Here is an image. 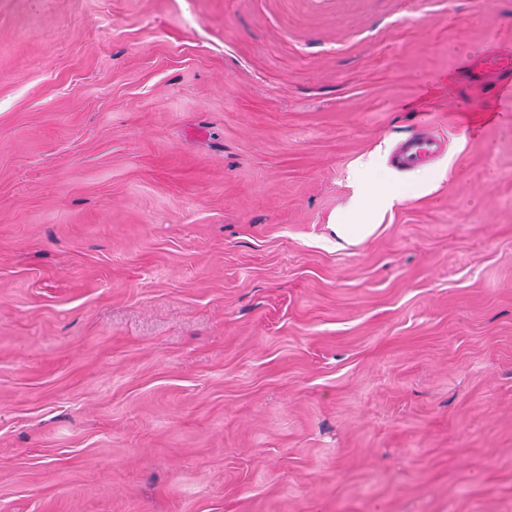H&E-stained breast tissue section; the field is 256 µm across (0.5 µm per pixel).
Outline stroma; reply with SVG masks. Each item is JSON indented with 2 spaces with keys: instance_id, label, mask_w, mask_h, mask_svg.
<instances>
[{
  "instance_id": "stroma-1",
  "label": "stroma",
  "mask_w": 512,
  "mask_h": 512,
  "mask_svg": "<svg viewBox=\"0 0 512 512\" xmlns=\"http://www.w3.org/2000/svg\"><path fill=\"white\" fill-rule=\"evenodd\" d=\"M492 52L512 0H0V512H512ZM444 137L432 131L419 132L406 138L392 157V166L400 171H410L423 160L442 152Z\"/></svg>"
}]
</instances>
